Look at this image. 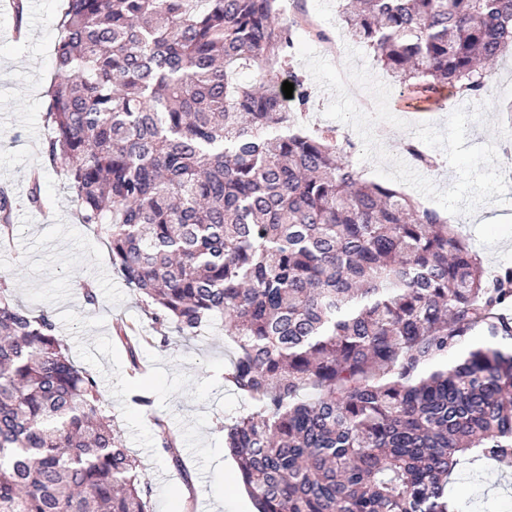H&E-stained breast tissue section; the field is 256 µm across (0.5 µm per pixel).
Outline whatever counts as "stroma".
Instances as JSON below:
<instances>
[{"label": "stroma", "instance_id": "35a3bbf8", "mask_svg": "<svg viewBox=\"0 0 512 512\" xmlns=\"http://www.w3.org/2000/svg\"><path fill=\"white\" fill-rule=\"evenodd\" d=\"M58 0H26L23 19L0 5V187L14 200L18 231L0 246V283L32 312L52 315L73 361L97 380L103 405L120 430L124 444L141 464L140 475L152 489L151 512H251L253 504L241 490L237 469H225L224 425L242 412L243 400L224 385L229 352L224 319L215 317L200 334L186 341L168 325L154 323L138 293L112 265L107 240L95 226L79 223L61 165L46 155L52 130L45 120L44 92L54 78L53 49ZM493 93L488 125L468 127V145L495 142L502 162L512 161V137L498 136L494 123L512 127V56L490 71ZM464 99L448 94L446 101L419 112L401 113L408 129L380 122L374 133L384 149L409 161L405 142L414 140V124L443 127L449 105ZM41 174L43 194L52 203L49 214L28 203L29 175ZM454 230L480 257L488 275L512 268V206L485 204L455 224ZM97 294L87 305L85 286ZM139 324L154 345L141 352L148 372L139 380L128 376L125 349L117 342L118 321ZM147 390L151 410L130 400L133 387ZM166 418L182 439L184 469H177L159 446L152 414ZM500 486L479 483L478 467L457 472L450 495L463 512H512V466L503 467Z\"/></svg>", "mask_w": 512, "mask_h": 512}]
</instances>
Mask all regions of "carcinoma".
Wrapping results in <instances>:
<instances>
[{
	"label": "carcinoma",
	"instance_id": "carcinoma-1",
	"mask_svg": "<svg viewBox=\"0 0 512 512\" xmlns=\"http://www.w3.org/2000/svg\"><path fill=\"white\" fill-rule=\"evenodd\" d=\"M341 21L403 93L489 96L512 43V0H360ZM57 27L49 158L153 320L190 339L224 315L248 402L224 445L257 512H462L455 469L512 461V269L487 278L440 212L301 130L311 94L283 109L294 38L325 35L279 0H62ZM28 201L49 205L36 171ZM12 210L0 190V244ZM134 331L115 326L136 368ZM138 468L52 317L0 286V512H149Z\"/></svg>",
	"mask_w": 512,
	"mask_h": 512
}]
</instances>
